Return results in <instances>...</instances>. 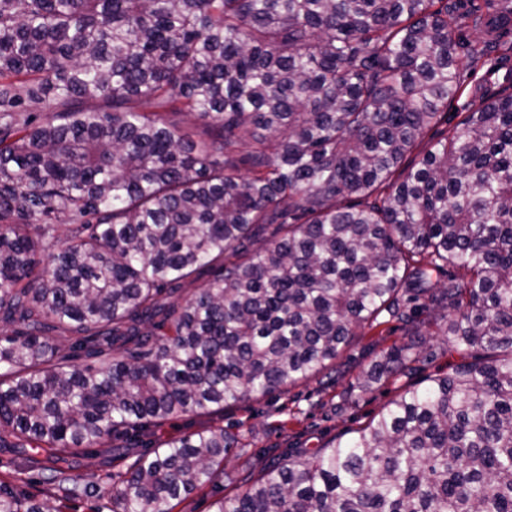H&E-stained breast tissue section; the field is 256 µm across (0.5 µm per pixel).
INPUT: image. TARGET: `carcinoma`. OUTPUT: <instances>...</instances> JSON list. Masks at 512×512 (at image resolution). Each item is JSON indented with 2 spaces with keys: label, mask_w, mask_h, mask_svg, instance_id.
Here are the masks:
<instances>
[{
  "label": "carcinoma",
  "mask_w": 512,
  "mask_h": 512,
  "mask_svg": "<svg viewBox=\"0 0 512 512\" xmlns=\"http://www.w3.org/2000/svg\"><path fill=\"white\" fill-rule=\"evenodd\" d=\"M502 2L0 0V448L210 415L316 376L359 329L437 311L451 373L213 512H512V92L438 137L512 33ZM120 341L138 351L112 355ZM232 448L198 429L107 487L58 467L54 505L0 482V512H172Z\"/></svg>",
  "instance_id": "carcinoma-1"
}]
</instances>
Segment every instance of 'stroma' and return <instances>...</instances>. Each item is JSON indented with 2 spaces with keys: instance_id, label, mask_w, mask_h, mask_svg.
Returning a JSON list of instances; mask_svg holds the SVG:
<instances>
[{
  "instance_id": "35a3bbf8",
  "label": "stroma",
  "mask_w": 512,
  "mask_h": 512,
  "mask_svg": "<svg viewBox=\"0 0 512 512\" xmlns=\"http://www.w3.org/2000/svg\"><path fill=\"white\" fill-rule=\"evenodd\" d=\"M417 334L424 340L425 357L411 375L383 382L374 390L353 395L344 411L336 405L349 386L365 374L391 346ZM461 357L443 336L435 315L425 313L414 324L391 323L384 331H361L341 355L320 375L265 396L253 397L211 415L179 417L149 427L144 442L158 445L210 425L223 426L236 439L214 482L179 502L173 512H212L220 497L237 492L241 481L257 477L266 462H287L299 450L326 447L343 436L350 437L365 426L406 387L425 385L429 377L446 374ZM143 442L113 439L104 448L71 449L63 458L74 472L105 476L125 475ZM51 465L49 452L40 448H0V481H9L14 470H26L28 483L20 493L43 500L44 481Z\"/></svg>"
}]
</instances>
